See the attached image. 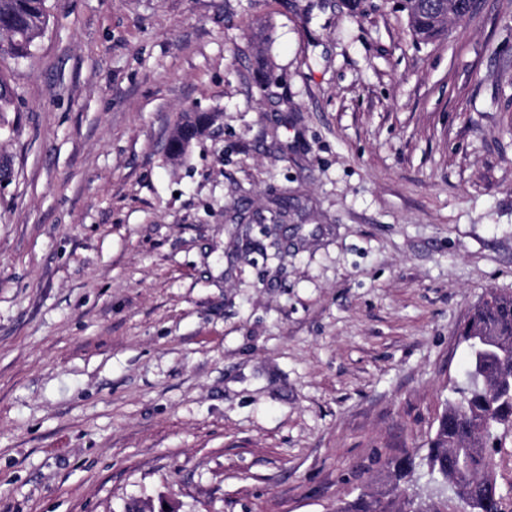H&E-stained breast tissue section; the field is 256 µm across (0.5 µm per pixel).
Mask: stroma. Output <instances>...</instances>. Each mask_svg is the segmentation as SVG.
<instances>
[{
  "mask_svg": "<svg viewBox=\"0 0 512 512\" xmlns=\"http://www.w3.org/2000/svg\"><path fill=\"white\" fill-rule=\"evenodd\" d=\"M49 5L5 62L0 512L402 498L512 293V0L428 44L399 0ZM214 118L204 113L187 112L183 115L171 140L174 158L183 156L191 142L203 135L213 124Z\"/></svg>",
  "mask_w": 512,
  "mask_h": 512,
  "instance_id": "1",
  "label": "stroma"
}]
</instances>
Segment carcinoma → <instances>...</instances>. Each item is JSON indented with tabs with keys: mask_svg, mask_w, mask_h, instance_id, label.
Instances as JSON below:
<instances>
[{
	"mask_svg": "<svg viewBox=\"0 0 512 512\" xmlns=\"http://www.w3.org/2000/svg\"><path fill=\"white\" fill-rule=\"evenodd\" d=\"M401 8L412 36L423 43L445 35L448 17L467 18L455 0H401ZM48 20V0H0V58L31 57ZM17 100L9 73L0 69V112L16 111ZM213 122L208 114L185 113L171 140L172 156H183ZM460 336L467 349V382L441 415L424 464L404 456L389 461L388 468L396 481L409 483L424 465L433 483L465 489L457 499L432 502L430 512H448L450 503L459 512H503L495 471L486 465L503 436L512 433V294L488 292ZM338 512L401 510L391 500L362 494Z\"/></svg>",
	"mask_w": 512,
	"mask_h": 512,
	"instance_id": "carcinoma-1",
	"label": "carcinoma"
}]
</instances>
